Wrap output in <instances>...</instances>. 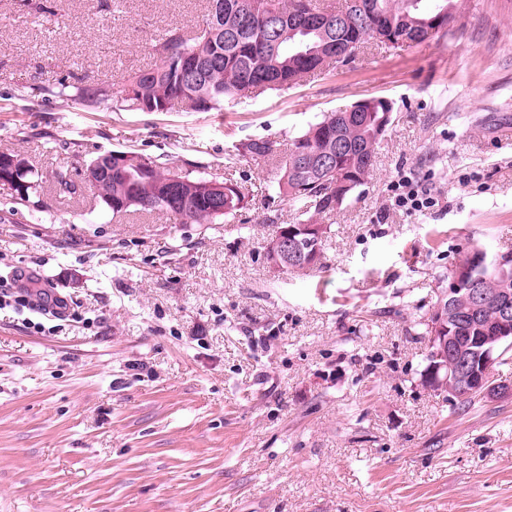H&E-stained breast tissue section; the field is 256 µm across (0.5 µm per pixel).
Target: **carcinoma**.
<instances>
[{
  "instance_id": "cac0c4a2",
  "label": "carcinoma",
  "mask_w": 512,
  "mask_h": 512,
  "mask_svg": "<svg viewBox=\"0 0 512 512\" xmlns=\"http://www.w3.org/2000/svg\"><path fill=\"white\" fill-rule=\"evenodd\" d=\"M212 8L198 30L191 36L179 28H171L158 44L165 46L167 56L156 57L146 69L126 75L118 89L102 84H84L67 93L70 85L60 80L56 94L71 96L88 107H105L131 112H170L182 104L195 112L224 108V103L240 100L260 90L282 91L295 87L309 72L333 65H343L346 59L336 57L334 43L339 40L356 42L352 51L374 39L372 23L349 30L336 27V20L358 14L361 18H382L391 27L388 41L419 44L427 39V20L440 11L456 15L463 8L462 0H342L338 6L322 8L317 0H208ZM318 13L330 18L324 29L302 28L305 14ZM280 17L283 30L288 32L273 52L268 47L269 28L265 16ZM196 63L199 73L190 74L185 67ZM385 112L383 102L374 97L361 112H327L310 122L293 136L288 153L282 154L279 144L269 138L246 139L232 143L225 160L238 156L267 159L280 171L279 193L288 197L297 210L296 223L319 224V219L336 210L331 204L344 186L351 192L364 185L374 167L376 155L388 128L382 127ZM346 150L336 154V170L320 177L308 175L299 179L290 172L293 155L300 149L313 153L334 150L338 142ZM111 173L98 185L88 186L103 204L108 199L129 198L137 191L168 190L169 198L161 209L183 224H215L223 217H235L246 209L248 189L224 178V211L214 210V203L196 197L183 187L174 185L176 175L193 181L219 180L213 173L196 168H184L170 163L150 161L146 169H134L120 163L125 156L136 152L112 150ZM22 187L10 184L14 204L24 206L37 192L38 183L32 170L21 176ZM503 260L497 267V259ZM494 254L477 248L455 266L467 281L457 294V321L452 323L456 336H483L497 327V312L487 308L474 318L470 316L469 288H484L491 293L497 288L512 290V253Z\"/></svg>"
}]
</instances>
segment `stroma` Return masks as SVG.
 <instances>
[{"mask_svg":"<svg viewBox=\"0 0 512 512\" xmlns=\"http://www.w3.org/2000/svg\"><path fill=\"white\" fill-rule=\"evenodd\" d=\"M206 5L0 0V152L41 181L36 217L0 183V277L66 302L60 320L0 306V512H512V396L432 391L420 324L473 249L512 253V0H466L452 34L362 48L220 112L49 93L120 84ZM375 96L393 124L324 217L320 267L272 270L266 219L296 209L271 164L225 165V145L284 143ZM128 149L246 180L250 206L209 229L60 192L58 175ZM401 172L433 210L389 208Z\"/></svg>","mask_w":512,"mask_h":512,"instance_id":"obj_1","label":"stroma"}]
</instances>
